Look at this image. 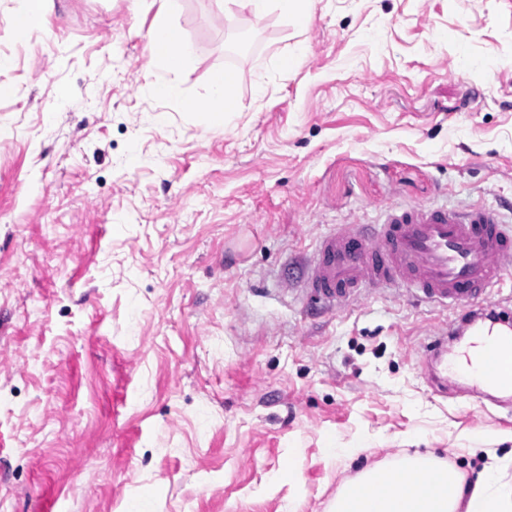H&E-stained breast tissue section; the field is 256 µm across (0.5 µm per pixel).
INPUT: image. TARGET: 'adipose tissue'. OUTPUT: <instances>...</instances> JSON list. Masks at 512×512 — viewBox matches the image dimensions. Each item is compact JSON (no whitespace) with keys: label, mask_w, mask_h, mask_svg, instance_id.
<instances>
[{"label":"adipose tissue","mask_w":512,"mask_h":512,"mask_svg":"<svg viewBox=\"0 0 512 512\" xmlns=\"http://www.w3.org/2000/svg\"><path fill=\"white\" fill-rule=\"evenodd\" d=\"M179 0H162V7L146 34L152 57L163 62L165 74L152 83L164 98L181 94L170 72L192 58L194 49L182 30L171 21ZM231 74L215 73L205 99L212 127L226 124L237 110ZM403 476L392 480L386 470L370 469L348 484L336 501V512H512V459L486 466L474 483L453 466L418 458L403 465Z\"/></svg>","instance_id":"adipose-tissue-1"}]
</instances>
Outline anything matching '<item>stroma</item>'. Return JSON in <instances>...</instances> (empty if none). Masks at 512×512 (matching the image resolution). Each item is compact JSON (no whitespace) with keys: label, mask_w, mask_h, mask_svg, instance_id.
Returning <instances> with one entry per match:
<instances>
[{"label":"stroma","mask_w":512,"mask_h":512,"mask_svg":"<svg viewBox=\"0 0 512 512\" xmlns=\"http://www.w3.org/2000/svg\"><path fill=\"white\" fill-rule=\"evenodd\" d=\"M0 0V512H332L365 470L512 454V394L422 371L452 311L303 286L320 240L395 205L512 226V0H313L304 23L180 0ZM235 77L240 110L197 103ZM337 448H355L347 460ZM23 7L13 19L15 38L23 43H29L33 36L44 29V1L24 0ZM178 7V0H163L145 36L151 56L162 61L167 72L178 70L194 54L193 46L182 30L171 21ZM233 84V76L223 71L215 73L210 80L205 108L212 128H223L237 112Z\"/></svg>","instance_id":"1"}]
</instances>
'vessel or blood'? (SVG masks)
Masks as SVG:
<instances>
[{"instance_id": "vessel-or-blood-1", "label": "vessel or blood", "mask_w": 512, "mask_h": 512, "mask_svg": "<svg viewBox=\"0 0 512 512\" xmlns=\"http://www.w3.org/2000/svg\"><path fill=\"white\" fill-rule=\"evenodd\" d=\"M512 269V228L485 207L462 213L410 205L389 209L383 223L365 232L344 224L326 236L304 283L312 293L345 305L363 291L414 289L423 299L455 309L484 297ZM503 333L487 334L466 356L492 390L512 389V319Z\"/></svg>"}]
</instances>
